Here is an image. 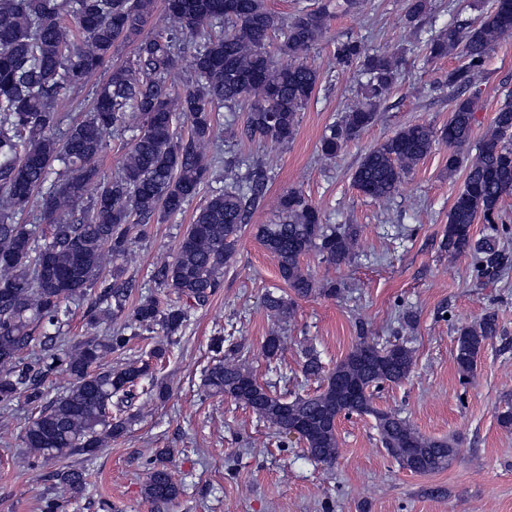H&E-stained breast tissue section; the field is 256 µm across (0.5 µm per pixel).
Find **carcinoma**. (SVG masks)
<instances>
[{
	"label": "carcinoma",
	"mask_w": 512,
	"mask_h": 512,
	"mask_svg": "<svg viewBox=\"0 0 512 512\" xmlns=\"http://www.w3.org/2000/svg\"><path fill=\"white\" fill-rule=\"evenodd\" d=\"M165 8L173 20L168 34L144 37L154 0H0V402L22 396L37 409L23 434L33 465L93 455L127 435L133 422L128 411L139 395L167 396L169 387L155 377L153 364L164 348L121 367L108 358L156 329L178 335L188 308H162L150 297L129 304L131 289L119 260L130 250L133 225L156 214L180 213L229 165L216 134V109L232 112L246 102V138L288 143L319 82L304 56L324 34V9L285 20L264 0H165ZM274 36L282 38L277 57L266 50ZM509 36L512 0H495L476 24L450 23L426 41L432 59L457 49L466 59L445 77L453 103L448 125L440 130L409 125L367 152L353 174L362 194L389 200L437 143L457 149L469 142L476 105L464 93L481 80L493 47ZM122 43L133 45L132 60L98 81ZM186 49L193 79L179 88L170 77ZM333 54L343 69L361 64L366 81L322 136L326 160L374 123L401 75L396 52L370 55L361 42L346 39L335 42ZM88 85L95 87L91 107L66 120L58 103ZM180 116L190 127L186 137L176 132ZM118 130L131 133V139L118 169L104 177L99 159L105 134ZM463 164L464 186L448 213L441 247L450 259L470 257L476 278H494L507 271L512 256L491 236L473 239L472 225L478 219L499 223L502 201L512 195V100L497 109L492 132L473 159L465 163L459 153L448 154V173ZM237 168L234 185L209 195L173 260L152 276L156 287L194 306L206 305L223 287L224 265L234 257L242 227L271 179L272 168L262 160H241ZM90 185L96 194L85 207ZM37 196L49 226L44 239L17 221ZM357 236L351 226L324 223L321 210L297 190L282 193L274 219L256 227L258 240L278 259L280 278L298 298L336 297V281L316 280L301 258L313 251L327 266L339 267L355 255ZM109 263L112 283L95 296L87 320L93 329L120 325L70 346L64 336L69 305L92 295ZM293 306L294 300L281 295L265 297L266 309L281 321L291 317ZM497 334L493 313L457 327L455 363L462 376L474 372L487 341ZM209 348L214 363L204 375L207 391L244 404L279 435L304 428V451L315 462L336 459L337 421L353 414L374 418L383 448L411 473L442 471L456 456L455 440L426 437L398 414L373 406L372 389L398 383L413 371V350L403 342L380 345L362 337L330 371L317 355L306 354L304 374L323 384L291 399L231 362L237 348L223 334L211 337ZM58 370L68 374L70 387L50 398L45 383ZM169 455V449H159L145 463L143 495L159 512L181 495ZM52 479V495L41 500V512H65L83 490L86 473L67 467Z\"/></svg>",
	"instance_id": "1"
}]
</instances>
